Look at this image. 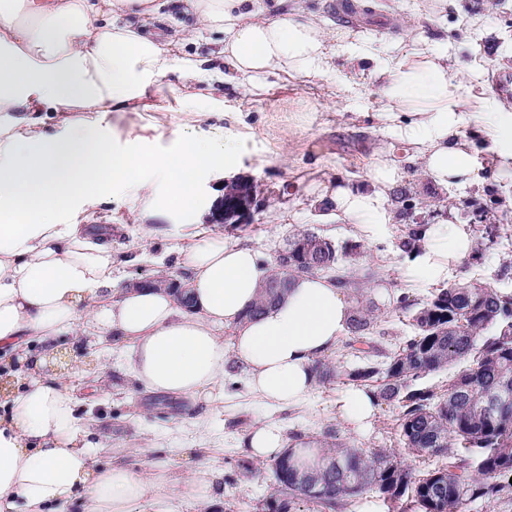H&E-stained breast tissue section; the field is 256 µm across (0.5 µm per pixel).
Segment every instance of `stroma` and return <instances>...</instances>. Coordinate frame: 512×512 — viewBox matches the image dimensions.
Wrapping results in <instances>:
<instances>
[{"mask_svg": "<svg viewBox=\"0 0 512 512\" xmlns=\"http://www.w3.org/2000/svg\"><path fill=\"white\" fill-rule=\"evenodd\" d=\"M295 2L325 33L333 59L325 75L268 76L262 80L263 91L252 95L250 78L230 72L206 88L209 100L201 105L202 115L129 112L115 123L118 141L141 136L160 153L172 150L179 135L202 131L222 132L243 144L229 175L198 176L193 210L155 217L119 186L112 188L109 199L83 207L91 232L112 245L115 285L159 276L181 282L185 272L178 264L179 250L193 232L250 247L274 271L293 234L309 230L340 250L358 244L340 273L375 302L378 328L390 350L414 333L408 314L396 307L400 293L423 299L448 283L477 280L512 294V172L499 171L491 143L466 124L460 134L473 147L475 181L464 189L435 183L395 129L376 119L380 79L347 59L348 50L366 46L390 60L423 42L456 59L462 79L480 87L492 107L512 112V99L495 90L498 79L512 78V0H438L432 9L424 0H370L374 9L389 16L388 31L338 20L336 0ZM147 29L176 35L186 54L210 59L219 50L220 34L203 30L196 15L185 12L182 0H171L166 17L150 22ZM381 155L397 168L395 188L405 191L406 200L388 199L390 222L377 225L366 238L355 234L352 225L336 223L332 202L317 190L339 182L366 185ZM229 176L252 181L262 201L250 223L233 228L210 221ZM451 215L472 234L471 252L449 266L445 278L409 277L401 240L411 229ZM58 348L73 360L66 383L88 441L144 449L151 471L159 474L219 470L224 497L212 504L211 512H263L275 482L272 463L248 459L242 448L246 433L260 422H275L288 438H319L332 427L338 440L363 453L387 448L405 465L424 467L399 441V404H379L370 424L360 430L337 418L336 402L347 389L339 379L317 384L305 404L288 410L252 396L240 371L225 376L223 399L208 402L146 390L127 369V345L63 336Z\"/></svg>", "mask_w": 512, "mask_h": 512, "instance_id": "stroma-1", "label": "stroma"}]
</instances>
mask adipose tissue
Returning a JSON list of instances; mask_svg holds the SVG:
<instances>
[{
	"label": "adipose tissue",
	"instance_id": "adipose-tissue-1",
	"mask_svg": "<svg viewBox=\"0 0 512 512\" xmlns=\"http://www.w3.org/2000/svg\"><path fill=\"white\" fill-rule=\"evenodd\" d=\"M205 28L224 36L222 55L236 72L319 77L331 67L325 34L295 10L272 16L254 0H187ZM161 0H0V351L42 345V367L57 337L113 336L132 349L129 368L153 392L215 400L228 362L247 375L265 404L293 408L316 383L315 364L335 350L353 314L347 292L321 275H296L258 316L249 311L269 271L254 250L195 236L182 252L189 305L152 282L114 287L112 247L76 219L120 185L157 212L190 210L202 171L231 166L234 140L189 136L169 153L142 139L115 145L101 123L112 112H189L195 94L170 87L211 83L219 69L179 53L163 34L117 25L120 15L157 16ZM385 80L382 121L443 186L475 178L472 123L512 170V113L495 112L483 94L452 74L448 54L418 47L391 61L362 50ZM75 113L65 135L46 130L48 114ZM397 171L377 159L370 186L340 184L330 199L339 222L357 234L389 223L385 209ZM163 186L155 197V186ZM473 246L465 225H426L409 274L440 278ZM231 329L224 339L223 329ZM74 399L62 378L8 371L0 376V512H172L176 486L195 495L199 474L169 479L123 461L97 465L81 439Z\"/></svg>",
	"mask_w": 512,
	"mask_h": 512
}]
</instances>
